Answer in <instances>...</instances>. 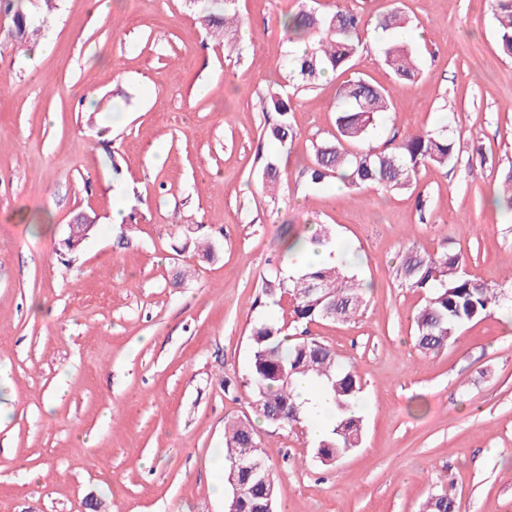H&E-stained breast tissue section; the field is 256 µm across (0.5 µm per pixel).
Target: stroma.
<instances>
[{
    "label": "stroma",
    "instance_id": "35a3bbf8",
    "mask_svg": "<svg viewBox=\"0 0 512 512\" xmlns=\"http://www.w3.org/2000/svg\"><path fill=\"white\" fill-rule=\"evenodd\" d=\"M302 3L238 0L230 55L185 0H112L104 21L85 0H22L44 19L22 45L0 8V512H224L212 487L224 424L240 420L265 448L277 512H423L444 490L459 512H512V318L421 353L425 295L397 273L406 251L448 248L471 278L512 286V212L488 202L512 170V59L492 0H316L371 21L402 11L420 74L395 84L369 32L350 70L293 96L286 150L263 140L258 97L283 75L279 19ZM358 76L392 96L373 147L444 129L453 160L407 191L308 188L337 89ZM84 213L96 231L67 250ZM317 224L372 286L351 321L308 327L363 387L362 444L328 465L308 435L266 424L244 385L253 321L291 318L263 279L298 276L287 233Z\"/></svg>",
    "mask_w": 512,
    "mask_h": 512
}]
</instances>
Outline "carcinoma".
<instances>
[{
	"instance_id": "obj_1",
	"label": "carcinoma",
	"mask_w": 512,
	"mask_h": 512,
	"mask_svg": "<svg viewBox=\"0 0 512 512\" xmlns=\"http://www.w3.org/2000/svg\"><path fill=\"white\" fill-rule=\"evenodd\" d=\"M201 22L215 36L224 39L230 54L235 42L229 35L237 31V0H208ZM14 11L17 42L25 41L32 21L22 6L5 0ZM496 33L500 51L512 58V0H494ZM407 19L392 11L376 19L375 29L384 38L380 52L395 83L403 84L418 73L415 50L398 37ZM286 42L304 43L305 50H289L285 58V79L295 89L312 90L328 75L345 72L364 49L365 22L350 9L321 12L313 6L288 14L282 20ZM390 91L364 79H349L337 92L336 133L313 145L314 161L303 169L305 183L317 188L331 178L340 179L350 190L375 183L392 190H408L415 184L418 170L427 164H448L455 145L448 132L426 130L405 136L390 150L377 151L365 146L378 115L389 111ZM262 111L276 118L265 126L264 136L286 146L297 136L290 121L289 97L276 91L260 97ZM504 192L493 203L512 211V173L503 182ZM313 246H331L343 259L336 264L306 266L291 282L275 271L263 283V294L288 299L293 306L294 333L273 318H259L250 329L251 359L246 386L252 393V407L272 427L308 434L310 424L326 412L331 426L315 441V451L323 457H345L360 447L363 437L361 415L362 385L357 374L341 365L336 353L321 341L307 336L308 325L317 320L347 322L365 305L371 285L347 274L348 251L332 239L325 225L316 227L306 237L288 233V257H300V241ZM465 256L460 252L420 254L409 250L399 263L402 282L410 288L427 292L425 304L415 320L416 344L425 353L437 352L466 323L477 320L494 309L512 308V289L490 288L469 278L462 269ZM333 315H328V311ZM307 379L314 385L317 409L298 401L296 383ZM224 484L228 492L238 491V512H261L262 506L276 504L272 478L261 480L232 471L233 460L249 457L265 462L253 429L243 422L224 426ZM454 497L444 492L430 499L427 512H454Z\"/></svg>"
}]
</instances>
